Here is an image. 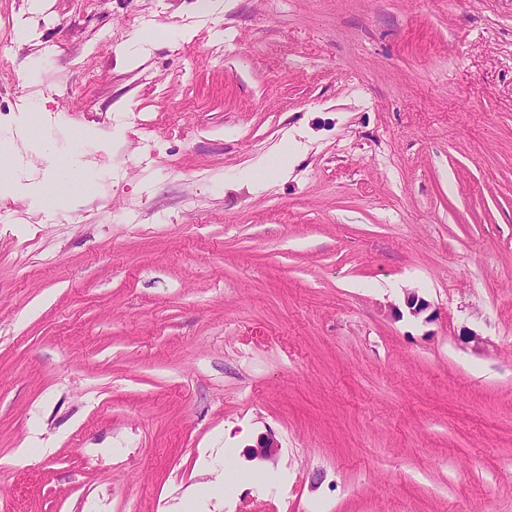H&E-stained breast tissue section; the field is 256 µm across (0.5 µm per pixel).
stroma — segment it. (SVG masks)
I'll return each mask as SVG.
<instances>
[{"instance_id": "1", "label": "stroma", "mask_w": 512, "mask_h": 512, "mask_svg": "<svg viewBox=\"0 0 512 512\" xmlns=\"http://www.w3.org/2000/svg\"><path fill=\"white\" fill-rule=\"evenodd\" d=\"M29 7L0 512H512V0Z\"/></svg>"}]
</instances>
